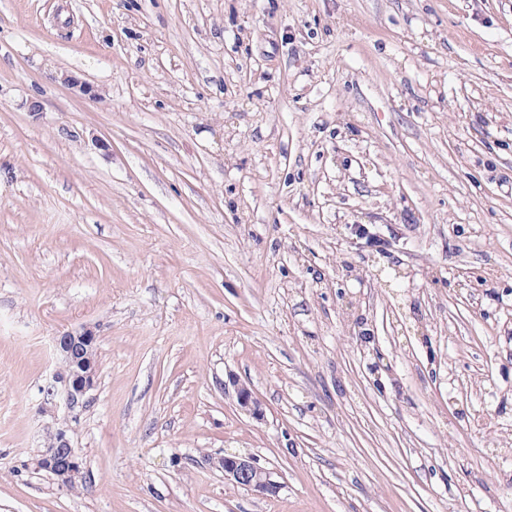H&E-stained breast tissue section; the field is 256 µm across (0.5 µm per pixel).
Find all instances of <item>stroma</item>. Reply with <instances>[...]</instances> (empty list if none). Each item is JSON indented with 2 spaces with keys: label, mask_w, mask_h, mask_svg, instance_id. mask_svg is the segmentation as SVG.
I'll return each instance as SVG.
<instances>
[{
  "label": "stroma",
  "mask_w": 512,
  "mask_h": 512,
  "mask_svg": "<svg viewBox=\"0 0 512 512\" xmlns=\"http://www.w3.org/2000/svg\"><path fill=\"white\" fill-rule=\"evenodd\" d=\"M0 512H512V0H0ZM97 336L88 328L68 331L55 339L60 366L51 376L45 396L48 403L63 405L67 413L64 424L47 437V448L32 464L51 473L65 486L83 478L85 462L69 437L70 422H76L89 403V394L98 380ZM218 462L224 470V477L242 488L270 496L278 494L281 489L274 473L257 466L250 457L227 454Z\"/></svg>",
  "instance_id": "1"
}]
</instances>
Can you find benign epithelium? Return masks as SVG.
<instances>
[{
  "label": "benign epithelium",
  "instance_id": "1",
  "mask_svg": "<svg viewBox=\"0 0 512 512\" xmlns=\"http://www.w3.org/2000/svg\"><path fill=\"white\" fill-rule=\"evenodd\" d=\"M60 366L51 376L46 401L64 406L67 419L47 437V448L32 464L52 474L65 486H73L83 478L85 462L69 437L70 423L77 421L89 403V394L98 380L97 336L88 328L68 331L55 339ZM224 477L234 484L265 495L274 496L281 489L273 472L249 457L226 454L219 460Z\"/></svg>",
  "mask_w": 512,
  "mask_h": 512
}]
</instances>
